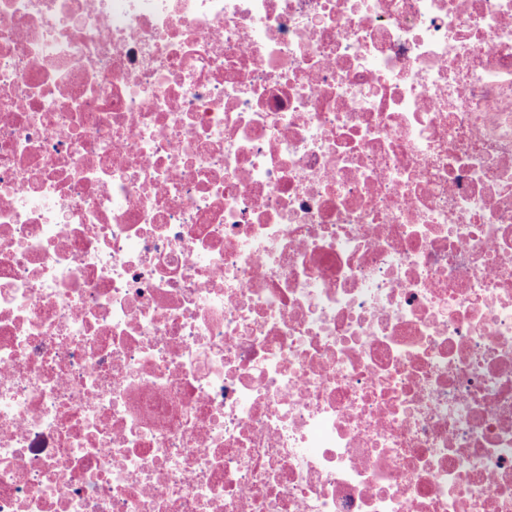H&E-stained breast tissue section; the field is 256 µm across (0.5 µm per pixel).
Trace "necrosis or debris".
Segmentation results:
<instances>
[{
  "label": "necrosis or debris",
  "mask_w": 512,
  "mask_h": 512,
  "mask_svg": "<svg viewBox=\"0 0 512 512\" xmlns=\"http://www.w3.org/2000/svg\"><path fill=\"white\" fill-rule=\"evenodd\" d=\"M0 512H512V0H0Z\"/></svg>",
  "instance_id": "necrosis-or-debris-1"
}]
</instances>
